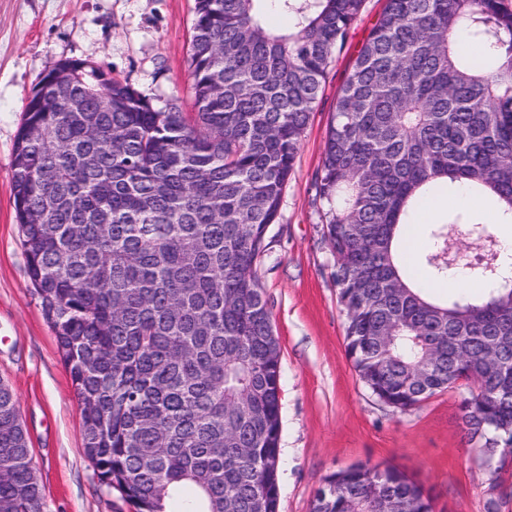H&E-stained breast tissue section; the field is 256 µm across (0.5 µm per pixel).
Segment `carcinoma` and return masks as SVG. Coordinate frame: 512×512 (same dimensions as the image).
I'll use <instances>...</instances> for the list:
<instances>
[{
	"mask_svg": "<svg viewBox=\"0 0 512 512\" xmlns=\"http://www.w3.org/2000/svg\"><path fill=\"white\" fill-rule=\"evenodd\" d=\"M195 0L192 112L158 107L87 61L31 90L12 160L27 274L79 400L85 453L135 512H277L283 373L256 276L336 51L364 0ZM464 30L466 42L457 41ZM64 79H59L61 73ZM465 183L512 216V0H387L337 93L318 174L345 352L384 404L470 389L489 494L512 457V280L486 227L479 298L431 297L448 232L394 245ZM494 356L485 358L489 344ZM433 512L402 468L324 479L312 512ZM13 388L0 380V512H43Z\"/></svg>",
	"mask_w": 512,
	"mask_h": 512,
	"instance_id": "1",
	"label": "carcinoma"
}]
</instances>
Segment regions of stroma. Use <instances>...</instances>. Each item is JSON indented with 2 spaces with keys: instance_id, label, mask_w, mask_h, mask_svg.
I'll list each match as a JSON object with an SVG mask.
<instances>
[{
  "instance_id": "stroma-1",
  "label": "stroma",
  "mask_w": 512,
  "mask_h": 512,
  "mask_svg": "<svg viewBox=\"0 0 512 512\" xmlns=\"http://www.w3.org/2000/svg\"><path fill=\"white\" fill-rule=\"evenodd\" d=\"M386 0H364L331 64L257 275L281 348L279 512H310L324 478L359 462L405 469L434 512H483L484 458L450 389L407 411L382 404L345 353V314L321 235L317 174L337 91ZM194 0H0V380L14 389L44 512H133L87 458L78 400L27 275L11 195L23 105L58 60L81 59L157 105L190 108Z\"/></svg>"
}]
</instances>
